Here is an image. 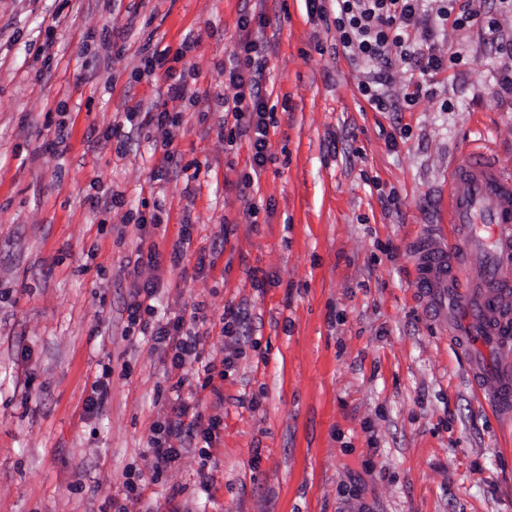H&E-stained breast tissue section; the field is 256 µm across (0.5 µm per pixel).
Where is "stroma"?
<instances>
[{"instance_id": "obj_1", "label": "stroma", "mask_w": 512, "mask_h": 512, "mask_svg": "<svg viewBox=\"0 0 512 512\" xmlns=\"http://www.w3.org/2000/svg\"><path fill=\"white\" fill-rule=\"evenodd\" d=\"M471 6V25L438 30L458 60L410 109L379 112L304 0H0V512H116L179 397L220 416L212 446L181 452L128 512H512V419L476 399L411 257L445 226L448 163L473 128L512 171V12ZM245 14L274 108L257 176L248 138L222 132ZM157 45L171 55L149 74ZM169 74L184 99L162 95ZM137 104L179 114L172 162L154 127L127 123ZM159 210L148 263L133 226ZM149 281L154 311L128 328ZM199 304L212 386L177 395L151 331ZM228 309L245 333L222 335ZM157 288L152 286V283L145 284L143 288H137V290L133 293V300L127 306L128 312V328H131L140 322L141 318V309L146 300L151 302L156 294ZM142 292L144 293L143 300H138L141 296Z\"/></svg>"}]
</instances>
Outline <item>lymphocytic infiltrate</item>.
<instances>
[{"mask_svg": "<svg viewBox=\"0 0 512 512\" xmlns=\"http://www.w3.org/2000/svg\"><path fill=\"white\" fill-rule=\"evenodd\" d=\"M424 0H336L334 25L339 42L346 55L354 62L370 66V78L361 83L360 92L371 106L381 112L401 111L421 94L423 82H413L411 90L402 97L387 94L384 85L392 68L402 67L416 57H424L423 74H438L448 67L447 55L436 45L435 25L424 22ZM266 60L255 41H241L231 62L229 82L231 95L225 96V116L233 120V131L248 137L252 148V168L261 170L268 159L269 123L268 104L263 93ZM199 313L189 318H175L158 326L153 332L156 350L170 354L175 368L181 374L173 383V390H181L186 381L182 371L187 366L200 365L210 372V364L201 360L199 334L185 332V320H199ZM220 424L219 417H204L198 405L179 403L165 421L151 426L152 471L163 473L178 455L180 447L192 445L194 440L211 444L213 433Z\"/></svg>", "mask_w": 512, "mask_h": 512, "instance_id": "lymphocytic-infiltrate-1", "label": "lymphocytic infiltrate"}]
</instances>
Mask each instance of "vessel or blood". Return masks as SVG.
Masks as SVG:
<instances>
[{
	"mask_svg": "<svg viewBox=\"0 0 512 512\" xmlns=\"http://www.w3.org/2000/svg\"><path fill=\"white\" fill-rule=\"evenodd\" d=\"M415 286L466 360L493 414L512 416V174L493 142L476 134L448 169V230L428 229L411 251Z\"/></svg>",
	"mask_w": 512,
	"mask_h": 512,
	"instance_id": "1",
	"label": "vessel or blood"
}]
</instances>
